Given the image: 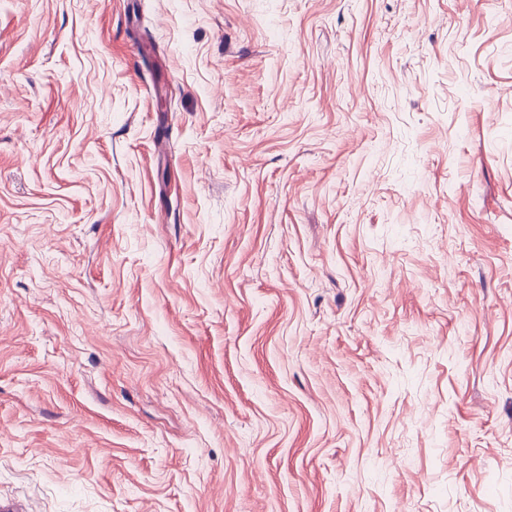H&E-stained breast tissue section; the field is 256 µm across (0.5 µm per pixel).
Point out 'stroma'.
I'll return each instance as SVG.
<instances>
[{"instance_id":"1","label":"stroma","mask_w":512,"mask_h":512,"mask_svg":"<svg viewBox=\"0 0 512 512\" xmlns=\"http://www.w3.org/2000/svg\"><path fill=\"white\" fill-rule=\"evenodd\" d=\"M512 512V0H0V502Z\"/></svg>"}]
</instances>
